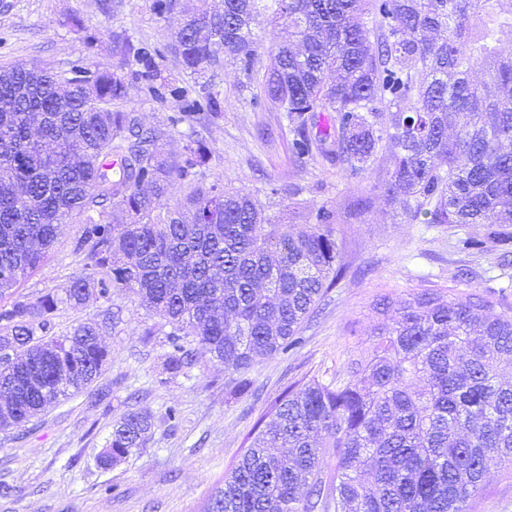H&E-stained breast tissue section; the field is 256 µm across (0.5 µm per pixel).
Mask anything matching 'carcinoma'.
Instances as JSON below:
<instances>
[{
    "label": "carcinoma",
    "mask_w": 512,
    "mask_h": 512,
    "mask_svg": "<svg viewBox=\"0 0 512 512\" xmlns=\"http://www.w3.org/2000/svg\"><path fill=\"white\" fill-rule=\"evenodd\" d=\"M223 3L182 17L177 0H152L176 22L170 51L204 79L194 88L161 68L164 48L129 37L112 66L0 68V295L41 268L71 220L89 260L62 294L0 307V345L13 351L0 361L1 430L79 394L106 366L98 325L51 334L62 304L125 288L169 328L165 373L203 359L237 372L301 347L345 271L333 210L311 211L295 231L256 198L205 183L202 142L170 157L163 132L112 109L131 79L180 102L171 126L212 123L224 114L212 67L229 58L255 84L254 104L281 112L296 164L324 160L359 179L390 147L380 190L409 219L496 225L491 236L512 246V0ZM264 19L288 39L263 65L254 29ZM175 182L186 194L171 206ZM396 303L349 379L288 386L206 512H475L489 467L512 475V315L453 286ZM153 428L148 410L125 412L99 466L136 453Z\"/></svg>",
    "instance_id": "1"
}]
</instances>
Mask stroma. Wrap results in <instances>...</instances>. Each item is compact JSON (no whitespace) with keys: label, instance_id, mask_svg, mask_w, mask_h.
Wrapping results in <instances>:
<instances>
[{"label":"stroma","instance_id":"stroma-1","mask_svg":"<svg viewBox=\"0 0 512 512\" xmlns=\"http://www.w3.org/2000/svg\"><path fill=\"white\" fill-rule=\"evenodd\" d=\"M151 0H0V66L66 69L78 56L109 64L114 39L125 35L161 46L173 40L172 25L155 16ZM95 38L86 50L85 35ZM237 66L223 62L214 89L224 99L215 123L170 127L175 102L156 101L137 84L128 99L144 125L167 130L164 149L179 153L188 139L209 150L207 180L257 197L267 215L301 227L310 209L336 213V239L346 273L322 301L293 351L257 358L242 378L223 364L203 362L189 375L162 378L165 337L158 317L139 297L112 289L81 306L62 305L56 334L87 322L100 325L110 360L78 396L48 406L25 427L0 429V512H203L209 497L248 448L257 423L288 385L311 376L344 372L350 355L369 348L380 296L403 297L421 288L454 285L468 270V290L494 292L512 305V254L481 224H424L405 217L400 204L381 196L384 166L354 180L326 162L298 166L291 135L280 112L257 107L242 86ZM279 194L267 193V182ZM78 224L61 225L45 264L16 289L15 298L57 293L84 272L86 257L75 252ZM483 238L482 252H458L457 238ZM117 314L104 322L105 311ZM177 407V422L166 418ZM131 408L149 409L155 420L143 448L111 469L98 467L113 423Z\"/></svg>","mask_w":512,"mask_h":512}]
</instances>
